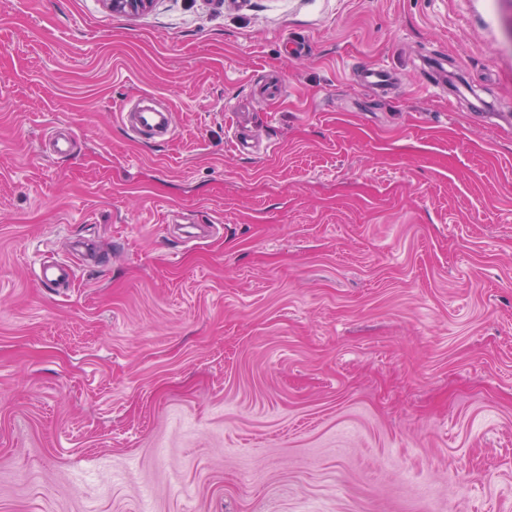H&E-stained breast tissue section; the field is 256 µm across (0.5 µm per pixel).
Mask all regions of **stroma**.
Instances as JSON below:
<instances>
[{"mask_svg":"<svg viewBox=\"0 0 512 512\" xmlns=\"http://www.w3.org/2000/svg\"><path fill=\"white\" fill-rule=\"evenodd\" d=\"M452 507L512 512V0H0V512ZM117 112L119 123L138 141L163 142L174 135L176 114L166 107L163 110L139 108L138 100L128 99L119 105ZM45 140V148L52 156L67 157L73 152L74 137L70 132L52 131ZM75 279L73 268L66 262L41 265L37 276L40 285L46 288H72Z\"/></svg>","mask_w":512,"mask_h":512,"instance_id":"1","label":"stroma"}]
</instances>
